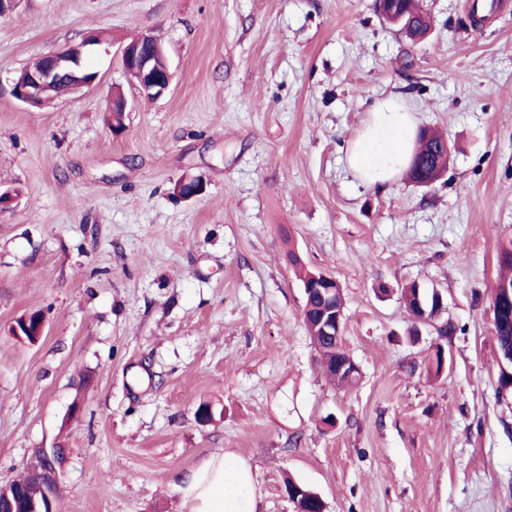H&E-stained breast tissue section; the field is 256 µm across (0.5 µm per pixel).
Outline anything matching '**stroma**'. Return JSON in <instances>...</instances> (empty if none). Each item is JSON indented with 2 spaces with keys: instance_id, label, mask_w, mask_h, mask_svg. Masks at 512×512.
I'll return each instance as SVG.
<instances>
[{
  "instance_id": "1",
  "label": "stroma",
  "mask_w": 512,
  "mask_h": 512,
  "mask_svg": "<svg viewBox=\"0 0 512 512\" xmlns=\"http://www.w3.org/2000/svg\"><path fill=\"white\" fill-rule=\"evenodd\" d=\"M471 2L420 0L417 44L375 0H19L0 16V485L61 444L55 512H185L180 478L222 451L256 472L260 512H294L289 478L326 512H512L490 312L512 239V0L481 27ZM95 31L92 87L14 96L22 69ZM144 33L171 64L158 100L118 54ZM392 92L448 137L433 185L347 168ZM187 176L202 195L175 194ZM292 251L342 288L352 388L323 373ZM413 280L462 334L409 337ZM37 310L43 336L18 341ZM39 315H41V313L36 311V312L29 313L27 315H22L19 318H17L14 321V324L12 325V330H11L12 335L16 336L21 341L27 340L31 343V341L33 339V343L37 342L44 333L45 320H44V318L36 320L32 326L30 319L32 321V319L35 316H39ZM28 316H30V317H28ZM24 317H26V318L24 319ZM22 320H23V322H21ZM20 322H21L20 325L16 324V323H20ZM27 334H29V336H30L29 340L25 337V336H27Z\"/></svg>"
}]
</instances>
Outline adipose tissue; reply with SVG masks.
<instances>
[{
    "mask_svg": "<svg viewBox=\"0 0 512 512\" xmlns=\"http://www.w3.org/2000/svg\"><path fill=\"white\" fill-rule=\"evenodd\" d=\"M415 115L403 97L379 98L350 141L346 164L362 183L385 186L408 167L415 146ZM257 480L244 460L213 453L178 485L186 512H258Z\"/></svg>",
    "mask_w": 512,
    "mask_h": 512,
    "instance_id": "ef3b65f1",
    "label": "adipose tissue"
}]
</instances>
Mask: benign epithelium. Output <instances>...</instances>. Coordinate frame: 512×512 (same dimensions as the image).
I'll return each instance as SVG.
<instances>
[{
  "label": "benign epithelium",
  "mask_w": 512,
  "mask_h": 512,
  "mask_svg": "<svg viewBox=\"0 0 512 512\" xmlns=\"http://www.w3.org/2000/svg\"><path fill=\"white\" fill-rule=\"evenodd\" d=\"M94 45L91 39L81 43L53 51L47 55L49 64L42 70L30 71L24 79L14 84V94L18 100L36 106L40 101L51 96L59 80L69 79L75 89L93 84L91 80H84L77 75L76 66L80 65L86 48ZM121 60L124 74L132 81L138 93L146 98L159 99L169 90L172 73L169 63L165 60L161 46L154 44V38L148 34L141 36L121 47ZM319 290L328 304L322 323L324 331L331 338H336V330L344 325V298L342 288L336 279L326 273L314 276V282L304 289L308 293ZM45 320L39 319L30 322L25 318L23 322L12 325V335L24 341L31 337L38 341L44 333ZM335 379L350 378L360 372V366L350 356L345 355L333 362ZM42 456L50 469V476L58 480L61 466L59 458L62 452L57 448L42 449ZM54 490L45 492V497L39 500L32 499L25 503L23 512H52Z\"/></svg>",
  "instance_id": "1"
}]
</instances>
